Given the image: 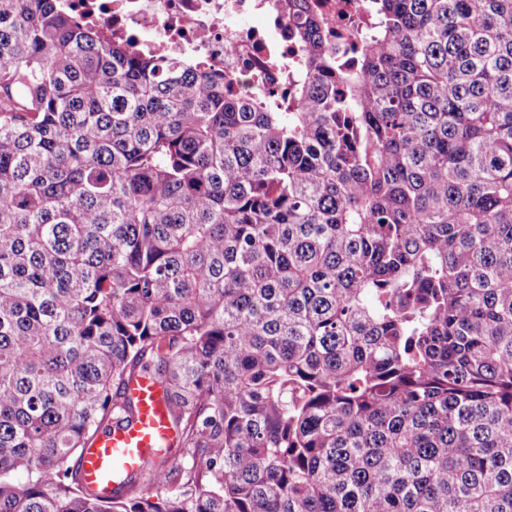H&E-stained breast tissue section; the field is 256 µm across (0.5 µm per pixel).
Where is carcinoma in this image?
I'll return each instance as SVG.
<instances>
[{
  "mask_svg": "<svg viewBox=\"0 0 512 512\" xmlns=\"http://www.w3.org/2000/svg\"><path fill=\"white\" fill-rule=\"evenodd\" d=\"M366 4L244 99L0 0V512H512V0ZM127 396L137 408L136 421L99 434L79 459L83 484L105 494L175 444L163 388L144 374L130 382Z\"/></svg>",
  "mask_w": 512,
  "mask_h": 512,
  "instance_id": "1",
  "label": "carcinoma"
}]
</instances>
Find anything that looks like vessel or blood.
Returning <instances> with one entry per match:
<instances>
[{
	"label": "vessel or blood",
	"instance_id": "obj_1",
	"mask_svg": "<svg viewBox=\"0 0 512 512\" xmlns=\"http://www.w3.org/2000/svg\"><path fill=\"white\" fill-rule=\"evenodd\" d=\"M127 395L137 408L136 421L98 435L79 460L83 484L106 494L175 444L162 387L145 374L130 382Z\"/></svg>",
	"mask_w": 512,
	"mask_h": 512
}]
</instances>
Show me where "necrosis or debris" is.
Returning a JSON list of instances; mask_svg holds the SVG:
<instances>
[{"mask_svg":"<svg viewBox=\"0 0 512 512\" xmlns=\"http://www.w3.org/2000/svg\"><path fill=\"white\" fill-rule=\"evenodd\" d=\"M61 6L104 37L133 38L140 52L221 68L242 95H250L258 73L270 90L280 86L268 60L290 45L277 0H61Z\"/></svg>","mask_w":512,"mask_h":512,"instance_id":"obj_1","label":"necrosis or debris"}]
</instances>
